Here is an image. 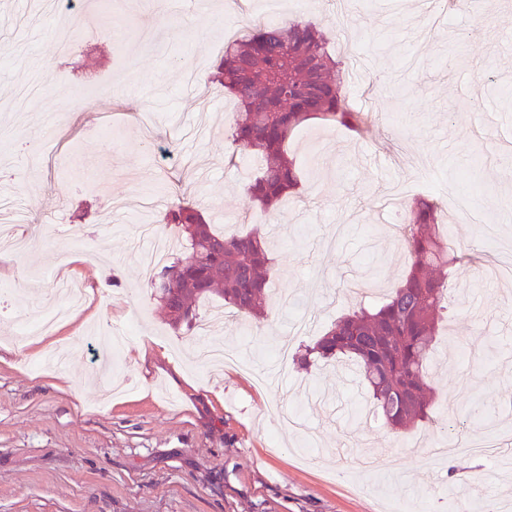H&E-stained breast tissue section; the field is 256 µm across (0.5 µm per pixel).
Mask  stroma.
Segmentation results:
<instances>
[{
    "label": "stroma",
    "mask_w": 512,
    "mask_h": 512,
    "mask_svg": "<svg viewBox=\"0 0 512 512\" xmlns=\"http://www.w3.org/2000/svg\"><path fill=\"white\" fill-rule=\"evenodd\" d=\"M250 0H0V512H512V445L485 457L427 453L448 418L512 431V287L483 280V235L512 244V0L438 16L413 0H304L282 20L318 23L330 54L361 58L375 90H347L365 131L312 119L288 143L300 184L274 212L250 202L259 162L237 150L234 102L204 84L224 23ZM68 20L76 47L58 56ZM123 88L103 95L111 77ZM424 158L418 195L439 202L464 261L449 283L427 420L393 430L368 414L353 372L333 363L271 369L274 346L312 344L401 280L404 208L384 201ZM216 231L265 236L268 316L198 302L213 330L171 325L146 256L181 226L179 193ZM63 309L29 339L30 314Z\"/></svg>",
    "instance_id": "1"
}]
</instances>
